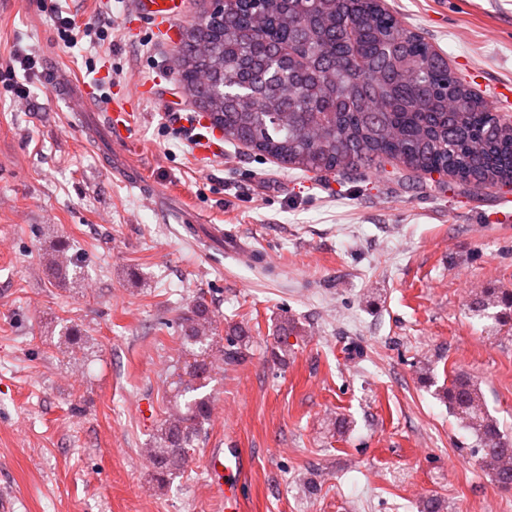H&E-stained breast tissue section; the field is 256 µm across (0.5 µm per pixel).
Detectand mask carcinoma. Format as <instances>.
I'll return each instance as SVG.
<instances>
[{
    "instance_id": "obj_1",
    "label": "carcinoma",
    "mask_w": 512,
    "mask_h": 512,
    "mask_svg": "<svg viewBox=\"0 0 512 512\" xmlns=\"http://www.w3.org/2000/svg\"><path fill=\"white\" fill-rule=\"evenodd\" d=\"M176 57L177 80L224 140L285 167L322 175L392 159L407 172H446L464 185L512 183V124L381 0H224L221 15L205 12L182 33ZM43 260L58 283L81 273L60 238ZM468 311L500 330L512 323V290L483 288ZM183 321L184 365L172 372L175 393L144 448L161 483L182 471L211 422V372L248 356L249 331L221 334L204 297ZM58 343L70 354L85 348L74 325L61 326ZM439 395L474 437L481 469L512 485V440L478 381L452 365Z\"/></svg>"
}]
</instances>
